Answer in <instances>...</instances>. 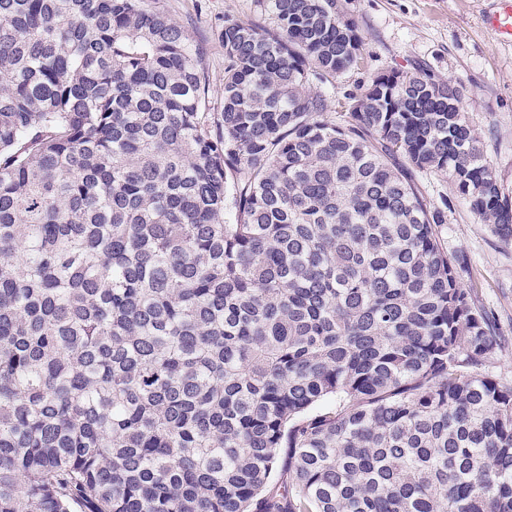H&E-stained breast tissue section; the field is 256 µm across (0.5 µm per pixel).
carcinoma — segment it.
<instances>
[{
  "mask_svg": "<svg viewBox=\"0 0 512 512\" xmlns=\"http://www.w3.org/2000/svg\"><path fill=\"white\" fill-rule=\"evenodd\" d=\"M226 19L224 107L145 0H0V512H512V385L440 173L512 237L460 93L348 94L338 0Z\"/></svg>",
  "mask_w": 512,
  "mask_h": 512,
  "instance_id": "cac0c4a2",
  "label": "carcinoma"
}]
</instances>
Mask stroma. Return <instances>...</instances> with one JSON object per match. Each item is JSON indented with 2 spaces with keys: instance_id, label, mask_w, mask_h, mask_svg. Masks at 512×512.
Segmentation results:
<instances>
[{
  "instance_id": "stroma-1",
  "label": "stroma",
  "mask_w": 512,
  "mask_h": 512,
  "mask_svg": "<svg viewBox=\"0 0 512 512\" xmlns=\"http://www.w3.org/2000/svg\"><path fill=\"white\" fill-rule=\"evenodd\" d=\"M170 19L184 26L206 52L208 111L224 102V47L216 31L225 19H254L258 0H159ZM361 41L358 69L337 78V95L361 93L371 80L393 71L413 72L424 64L451 82L462 96L470 125L479 133L488 163L512 190V45L483 23L492 0H339ZM418 187L428 204L449 203L442 237L449 252L463 254L464 286L476 291L479 306L491 310L502 350L486 371L512 385V239L481 224L454 187L435 172L420 174Z\"/></svg>"
}]
</instances>
